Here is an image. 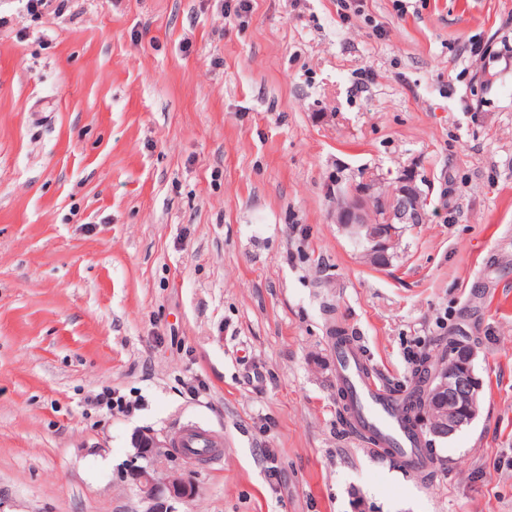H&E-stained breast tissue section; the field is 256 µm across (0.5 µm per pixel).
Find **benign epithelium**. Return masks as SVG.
I'll return each mask as SVG.
<instances>
[{
	"mask_svg": "<svg viewBox=\"0 0 512 512\" xmlns=\"http://www.w3.org/2000/svg\"><path fill=\"white\" fill-rule=\"evenodd\" d=\"M421 196L414 178L404 174L386 196L373 184L338 194L331 218L358 241L369 243V256L386 255L395 230L387 234L377 223L376 204H385L390 220L398 224H421L425 219ZM474 358L475 351L471 349L469 365L465 368L444 363L433 372L427 393L443 399V404L448 406V419L438 426L435 420L429 421L427 416H422L419 426L426 428L427 435L435 438L452 436L476 418L482 383L474 369ZM183 459L181 449L169 447L153 435L139 437L133 460L125 468L123 479L150 503L148 512H175L174 504L188 502L196 496L195 481ZM160 467L168 468L172 477L164 481L158 479Z\"/></svg>",
	"mask_w": 512,
	"mask_h": 512,
	"instance_id": "7a95c632",
	"label": "benign epithelium"
}]
</instances>
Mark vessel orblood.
Segmentation results:
<instances>
[{
    "label": "vessel or blood",
    "mask_w": 512,
    "mask_h": 512,
    "mask_svg": "<svg viewBox=\"0 0 512 512\" xmlns=\"http://www.w3.org/2000/svg\"><path fill=\"white\" fill-rule=\"evenodd\" d=\"M328 343L336 357V381L358 421L357 435L367 441L372 452L404 461L411 475L429 474L432 463L420 453L418 433L405 428L399 402L385 393L382 377L354 337L332 336ZM174 444L195 455L223 447L224 438L188 428L175 438Z\"/></svg>",
    "instance_id": "b4317fda"
}]
</instances>
